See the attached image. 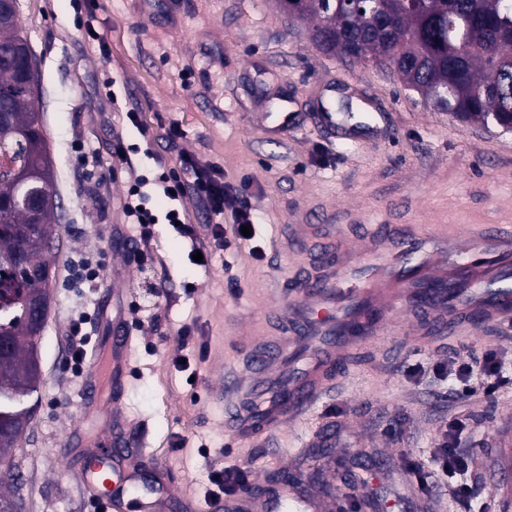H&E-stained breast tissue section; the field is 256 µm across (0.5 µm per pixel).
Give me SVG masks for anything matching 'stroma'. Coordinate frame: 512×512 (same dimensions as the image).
I'll return each mask as SVG.
<instances>
[{
	"label": "stroma",
	"instance_id": "35a3bbf8",
	"mask_svg": "<svg viewBox=\"0 0 512 512\" xmlns=\"http://www.w3.org/2000/svg\"><path fill=\"white\" fill-rule=\"evenodd\" d=\"M176 2L149 13L138 0L90 8L18 0L37 62L61 236L39 344L41 398L14 450L22 512H94L78 473L111 421L85 414L87 374L67 365L69 326L80 316L87 354L108 353L113 319L133 336L120 408L143 461L164 462L180 496L207 501L212 472L240 467L262 480L301 475L311 495L333 505L354 495L345 470L368 467L405 512H512V383L462 396L441 371L452 359L481 366L490 350L512 368V339L483 324L420 350L404 334L418 313H401L393 332L344 361L291 423L241 439L224 419L231 410L247 414V401L224 382L247 374L256 355L270 358L255 388L267 404L304 369L282 347L283 311L290 289L320 271L322 225H335L340 238L378 224L512 226V131L462 123L389 69L320 52L308 23L289 20L278 0ZM290 98L306 112L335 111L343 98L359 118L375 106L388 113L389 131L362 144L313 125L270 137L261 113ZM174 126L181 136L172 140ZM118 141L127 162L113 155ZM184 154L223 168L233 189L227 210L248 202L258 222L255 241L231 243L205 267L189 254L210 236L206 214L188 200L193 235L185 237L164 224L168 202L152 187L160 174H180ZM137 174L148 177L147 206L161 219L155 263L144 270L127 248L136 229L122 210ZM296 224L315 227L299 248L288 243ZM76 256L102 261L95 283L70 275ZM110 289L120 297L103 304ZM185 327L192 336L183 344ZM454 421L464 424L459 446L477 489L466 504L420 488L406 471Z\"/></svg>",
	"mask_w": 512,
	"mask_h": 512
}]
</instances>
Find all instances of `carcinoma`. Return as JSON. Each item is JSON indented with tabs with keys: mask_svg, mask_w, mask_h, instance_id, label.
Segmentation results:
<instances>
[{
	"mask_svg": "<svg viewBox=\"0 0 512 512\" xmlns=\"http://www.w3.org/2000/svg\"><path fill=\"white\" fill-rule=\"evenodd\" d=\"M291 20L313 22L312 40L326 54L385 65L439 112L483 127L512 122V0H297ZM17 22V0H0V200L34 184L52 187L53 161L44 132L36 70ZM54 210L31 223L19 207L0 210V286L17 291L0 304V336L11 351L0 357V488H17L10 449L40 399L38 360L43 330L28 322L26 301L43 291L29 265L51 266L59 250ZM443 288L419 284L425 306Z\"/></svg>",
	"mask_w": 512,
	"mask_h": 512,
	"instance_id": "obj_1",
	"label": "carcinoma"
}]
</instances>
